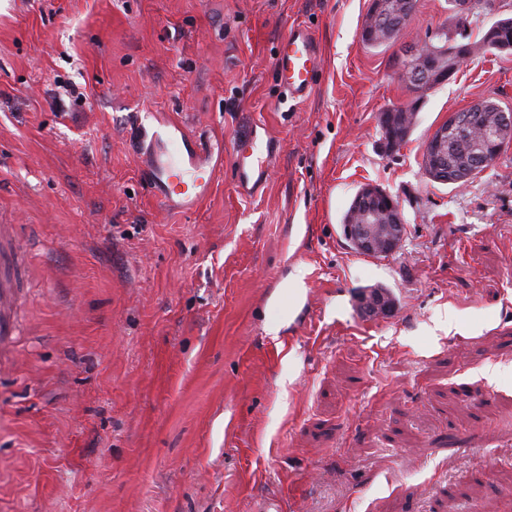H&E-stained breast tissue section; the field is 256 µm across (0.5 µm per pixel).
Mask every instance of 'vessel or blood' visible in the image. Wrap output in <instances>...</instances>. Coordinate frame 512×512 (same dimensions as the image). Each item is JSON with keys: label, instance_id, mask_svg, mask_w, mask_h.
Returning <instances> with one entry per match:
<instances>
[{"label": "vessel or blood", "instance_id": "vessel-or-blood-1", "mask_svg": "<svg viewBox=\"0 0 512 512\" xmlns=\"http://www.w3.org/2000/svg\"><path fill=\"white\" fill-rule=\"evenodd\" d=\"M319 68V51L313 33L303 25L290 26L281 39L276 69L290 98L307 99L313 89V75ZM143 163L156 196L165 208L197 205L210 191L224 168L223 159L213 158L201 141L193 139L177 122L158 125L152 131ZM265 159L243 154L237 160L239 188L263 181Z\"/></svg>", "mask_w": 512, "mask_h": 512}]
</instances>
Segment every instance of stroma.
Here are the masks:
<instances>
[{
	"label": "stroma",
	"instance_id": "1",
	"mask_svg": "<svg viewBox=\"0 0 512 512\" xmlns=\"http://www.w3.org/2000/svg\"><path fill=\"white\" fill-rule=\"evenodd\" d=\"M371 6L0 0V512H512V144L462 186L422 172L449 116L512 106V52L420 97L399 61L454 28L448 0L378 48ZM297 23L321 53L301 102L274 67ZM409 106L387 152L380 117ZM158 116L224 153L192 209L147 180ZM365 184L407 224L384 258L341 233ZM377 284L395 304L369 319ZM264 131L267 137L266 131L263 127H259ZM266 157H256V162L251 160L252 152L248 154H242L237 160V182L238 187L245 189L248 188L252 182L251 188L258 186L264 179L267 170V158L270 157L272 150L270 146V140L267 137L265 141ZM255 178V179H254Z\"/></svg>",
	"mask_w": 512,
	"mask_h": 512
}]
</instances>
